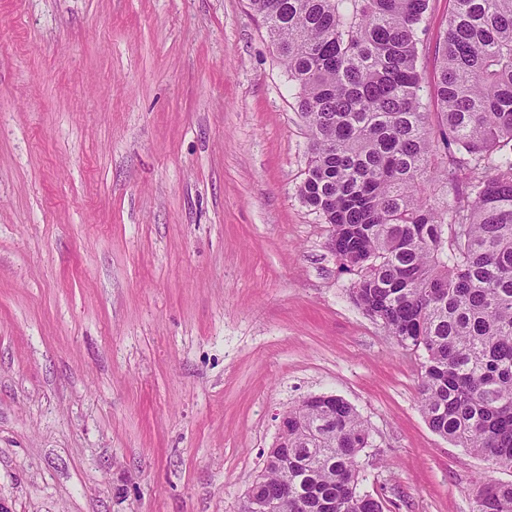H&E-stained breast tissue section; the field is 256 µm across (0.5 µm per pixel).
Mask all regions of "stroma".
I'll use <instances>...</instances> for the list:
<instances>
[{
    "instance_id": "1",
    "label": "stroma",
    "mask_w": 512,
    "mask_h": 512,
    "mask_svg": "<svg viewBox=\"0 0 512 512\" xmlns=\"http://www.w3.org/2000/svg\"><path fill=\"white\" fill-rule=\"evenodd\" d=\"M309 147L249 0H0L1 507L240 512L322 394L391 512L512 482L431 430L418 357L354 304L296 193Z\"/></svg>"
}]
</instances>
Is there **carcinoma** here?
Listing matches in <instances>:
<instances>
[{
	"mask_svg": "<svg viewBox=\"0 0 512 512\" xmlns=\"http://www.w3.org/2000/svg\"><path fill=\"white\" fill-rule=\"evenodd\" d=\"M249 2L309 131L297 195L333 227L355 302L421 359L432 431L512 470V0H449L434 131L418 70L429 0ZM452 184L473 200L432 193ZM369 440L338 396L295 407L258 495L271 512H385L360 490ZM476 512H512V482L484 485Z\"/></svg>",
	"mask_w": 512,
	"mask_h": 512,
	"instance_id": "carcinoma-1",
	"label": "carcinoma"
}]
</instances>
